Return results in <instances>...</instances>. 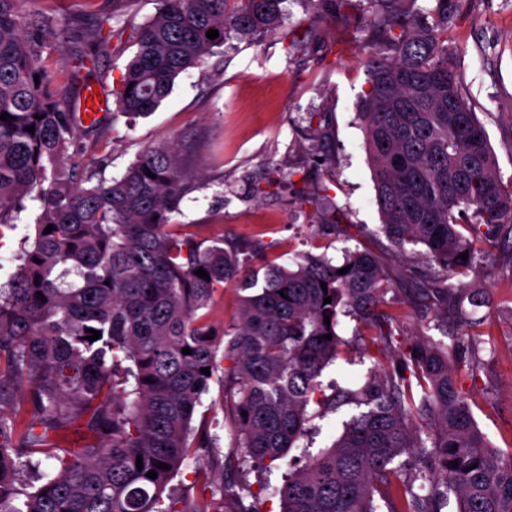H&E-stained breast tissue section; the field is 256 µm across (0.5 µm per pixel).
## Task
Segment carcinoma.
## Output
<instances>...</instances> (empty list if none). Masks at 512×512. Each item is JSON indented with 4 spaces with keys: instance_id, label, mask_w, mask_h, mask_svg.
I'll return each instance as SVG.
<instances>
[{
    "instance_id": "carcinoma-1",
    "label": "carcinoma",
    "mask_w": 512,
    "mask_h": 512,
    "mask_svg": "<svg viewBox=\"0 0 512 512\" xmlns=\"http://www.w3.org/2000/svg\"><path fill=\"white\" fill-rule=\"evenodd\" d=\"M18 2L0 0V114L11 116L0 120V228L15 227L28 199L39 213L10 288L0 289V384L15 382L31 404L20 426L0 399V512H204L170 482L198 449L218 447L217 437H194L191 427L217 372L236 426L225 470L280 460L304 437L310 403H323L318 378L341 353L342 312L374 330L372 370L335 399L361 411L330 447L301 448L305 464L276 489L281 512H377V498L389 512H443L453 501L456 512H512V457L491 447L464 386L477 376L483 339L463 303L483 304V288L455 282L512 242V182L503 183L448 57L441 34L448 0H439L437 13L369 0L381 42L362 47L368 89L360 118L383 232L397 248L424 245L436 264L413 288L425 329L446 336L448 318L458 315L469 324L448 335L449 344L416 334L405 350L393 345L398 324L383 309L390 276L369 248L347 250L340 265L307 254L286 268L266 260L258 242L205 246L171 229L170 215L200 185L168 143L145 148L110 181L97 166L71 167L101 121L84 124L51 87L41 58L52 40L64 48L74 21L48 10L27 21ZM286 2L156 0L155 14L132 28L137 51L113 89L118 111L129 118L154 112L175 79L228 34L283 28ZM306 2L335 16L353 5ZM114 18L101 14L69 50L74 74L95 70ZM211 29L219 37L207 38ZM298 29L282 32L289 54L318 40L314 27ZM199 268L209 279L194 274ZM228 283L245 295L221 344L209 313ZM90 329L101 337L85 339ZM76 423L94 441L58 451L50 432ZM35 454L54 464L33 490L21 475ZM216 494L207 505L213 512H223L228 496L234 512H261L256 495L246 501L228 483L211 486Z\"/></svg>"
}]
</instances>
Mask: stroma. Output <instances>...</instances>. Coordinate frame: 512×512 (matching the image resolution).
<instances>
[{
  "label": "stroma",
  "mask_w": 512,
  "mask_h": 512,
  "mask_svg": "<svg viewBox=\"0 0 512 512\" xmlns=\"http://www.w3.org/2000/svg\"><path fill=\"white\" fill-rule=\"evenodd\" d=\"M52 9L72 16L79 25L70 34L80 42L92 30L98 14L111 11L112 0H21L23 15ZM286 26L313 23L321 34L306 54L287 55L280 32L243 38L229 35L205 64L181 74L162 106L147 117L128 120L102 110L97 135L86 137L81 166L109 158L105 178L120 176L146 147L172 143L183 164L201 187L182 200L171 221L205 243L258 240L278 264L294 266L300 255L327 253L341 262L344 249L365 242L395 279L390 310L400 322L402 336L420 332L416 307L405 300L416 270L425 266V246L394 247L381 230L369 155L358 119L359 103L368 88L359 51L372 31L365 6L340 16L314 13L306 0H288ZM448 49L463 77V92L485 126L503 181L512 180V0H448ZM136 46L129 37H110L109 48L90 76L91 85L111 97ZM324 115L329 139L314 147L316 128L309 115ZM277 181L270 193H256V184ZM327 187L337 206L347 207L350 224L361 235L353 240L320 230L322 216L309 204L318 187ZM467 281L487 291V305L470 307L481 322L485 346L478 377L471 386V408L478 426L493 448L512 453V245L502 244L491 259L468 271ZM337 332L343 341L339 358L322 372L326 395L350 375L366 374L373 361L365 353L362 323L340 317ZM223 389L213 382L197 407L192 425L218 436V447L199 451L182 465L172 485L187 501H204L206 482L230 479L236 489L259 494L261 512H280L273 493L289 466L273 463L268 474L242 468L224 473V456L236 429L222 409ZM356 411L346 405L321 413L310 405L303 439L311 451L328 447L342 424Z\"/></svg>",
  "instance_id": "obj_1"
}]
</instances>
